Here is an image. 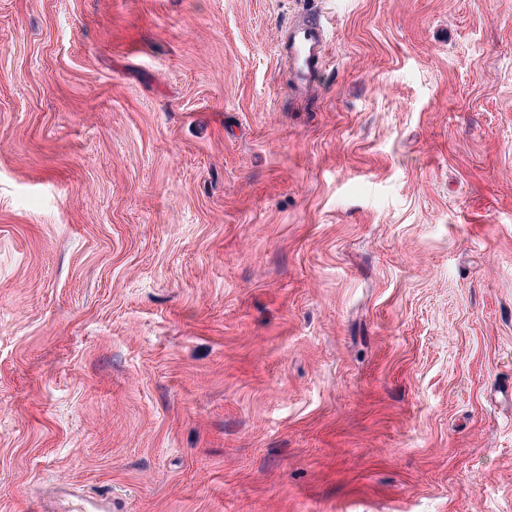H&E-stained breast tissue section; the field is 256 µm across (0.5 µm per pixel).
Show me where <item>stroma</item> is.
<instances>
[{
	"mask_svg": "<svg viewBox=\"0 0 512 512\" xmlns=\"http://www.w3.org/2000/svg\"><path fill=\"white\" fill-rule=\"evenodd\" d=\"M66 481L512 512V0H0V512ZM327 41L323 22L306 16L289 24L281 40V56L288 65L291 88L300 89L313 76L327 56Z\"/></svg>",
	"mask_w": 512,
	"mask_h": 512,
	"instance_id": "obj_1",
	"label": "stroma"
}]
</instances>
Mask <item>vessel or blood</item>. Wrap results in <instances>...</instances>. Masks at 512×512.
Returning <instances> with one entry per match:
<instances>
[{"label":"vessel or blood","mask_w":512,"mask_h":512,"mask_svg":"<svg viewBox=\"0 0 512 512\" xmlns=\"http://www.w3.org/2000/svg\"><path fill=\"white\" fill-rule=\"evenodd\" d=\"M281 56L288 65L291 88L299 89L312 81L327 56L325 28L320 18L307 16L290 24L281 40ZM52 512H125L127 503L121 495L89 492L83 485H63L59 498L51 503Z\"/></svg>","instance_id":"b4317fda"}]
</instances>
